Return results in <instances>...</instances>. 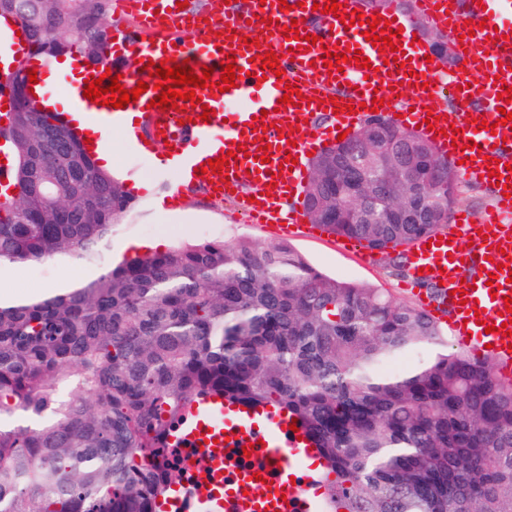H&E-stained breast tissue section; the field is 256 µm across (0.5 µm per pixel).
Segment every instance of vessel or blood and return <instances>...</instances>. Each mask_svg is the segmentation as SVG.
Masks as SVG:
<instances>
[{
	"instance_id": "vessel-or-blood-1",
	"label": "vessel or blood",
	"mask_w": 512,
	"mask_h": 512,
	"mask_svg": "<svg viewBox=\"0 0 512 512\" xmlns=\"http://www.w3.org/2000/svg\"><path fill=\"white\" fill-rule=\"evenodd\" d=\"M315 0H245L241 7L227 8L224 0H213L203 22L191 19L177 0H117L118 8L134 22L135 34L112 46V74L121 78L124 89L146 82L145 93L125 108L104 111L84 97L81 83H71L70 111L96 117L101 127L121 124L125 113H139L137 133L153 146L164 147L175 172H188L193 183L214 186L220 195L242 201L249 223L276 225L281 236L295 232L320 234L309 223L300 204L299 188L306 173L308 156L340 130L355 129L370 115L373 97L384 103L380 114L401 130L418 129L438 152L456 163L461 177L481 183L491 192L493 203L484 212L455 211L452 224L460 233L442 244L429 234L406 246L407 286L420 308L440 319L453 309L449 325L452 336L465 351L487 352L497 362V375L512 377V336L496 333L501 325L506 299L512 298V200L504 179L511 175L512 121L501 123L502 111H512V102L501 104L498 95L512 86V0H416V16L401 15L395 0H389L380 19L390 20L391 30L400 31L395 45L405 51V66L385 62L378 48L362 34L361 26L345 27L340 19L351 14L353 0H341L338 14L315 11ZM457 40L464 69L455 71L454 81L444 79L443 70L426 62L427 49L414 40L418 16ZM479 22L469 31L468 21ZM297 23L299 38L285 39L284 26ZM316 35L308 45V35ZM280 55L282 77L265 74L259 64L264 47ZM358 50L369 58L373 69L365 71L347 63L343 71L329 72L323 62L331 47ZM138 51L142 61L187 63L194 72L218 68L227 56H235L236 85L226 92L198 89V101H178L176 108L153 107L158 91L148 73L127 74L126 49ZM297 87L294 104L282 100L287 86ZM340 95L343 108L331 98ZM357 113H350V106ZM212 115H204V108ZM332 111L330 124L314 126L312 120ZM435 116L427 126V116ZM494 124V131L476 130L479 122ZM455 136H446L449 127ZM244 154L235 165L219 173H202L200 158L207 153L220 156L232 145ZM473 270L461 282L460 269ZM497 273L496 286H488L490 273ZM192 421L172 441L178 448H193L208 466L201 485L185 484L177 503L206 500L220 512H316L306 487L293 484L294 466L314 456L308 440L298 439L283 411L273 407L253 410L225 405L223 399L208 397L191 411ZM250 447L252 467L232 476L224 474V451Z\"/></svg>"
}]
</instances>
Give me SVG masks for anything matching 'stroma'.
Here are the masks:
<instances>
[{
	"instance_id": "1",
	"label": "stroma",
	"mask_w": 512,
	"mask_h": 512,
	"mask_svg": "<svg viewBox=\"0 0 512 512\" xmlns=\"http://www.w3.org/2000/svg\"><path fill=\"white\" fill-rule=\"evenodd\" d=\"M112 147L114 166L120 175L152 186L151 191L136 193L134 213L115 228L110 253L113 261H120L125 256L126 243L156 238L166 239L171 245L203 240H221L227 244L242 239L262 244L276 242L277 237L270 229L248 223L237 200L215 197L200 186L182 188L179 206L160 212L156 201L174 187L175 171L135 155L120 131H113ZM289 243L310 264L330 277L378 288L401 303L410 305L414 302L405 287L404 277L391 273L385 255L368 251L360 255L349 254L342 249L338 237L332 234L315 238L299 234L290 237ZM82 274V269L53 262L20 265L0 273V290L17 297L27 296L42 292L64 278H78Z\"/></svg>"
}]
</instances>
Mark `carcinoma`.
Returning <instances> with one entry per match:
<instances>
[{
    "mask_svg": "<svg viewBox=\"0 0 512 512\" xmlns=\"http://www.w3.org/2000/svg\"><path fill=\"white\" fill-rule=\"evenodd\" d=\"M112 0H0L43 60L107 63ZM13 111L0 197V270L69 261L93 270L62 288L0 303V512H158L185 466L168 437L191 405L273 406L319 450L324 512H512V382L493 358L449 347L436 321L378 288L337 280L286 243L211 240L109 259L133 197L48 112ZM435 163L422 180L449 190L406 197L430 224H393L383 197L357 194L372 162L357 134L328 147L340 165L316 192L371 224H326L394 255L449 224L460 179ZM435 348L407 372L383 366Z\"/></svg>",
    "mask_w": 512,
    "mask_h": 512,
    "instance_id": "obj_1",
    "label": "carcinoma"
}]
</instances>
